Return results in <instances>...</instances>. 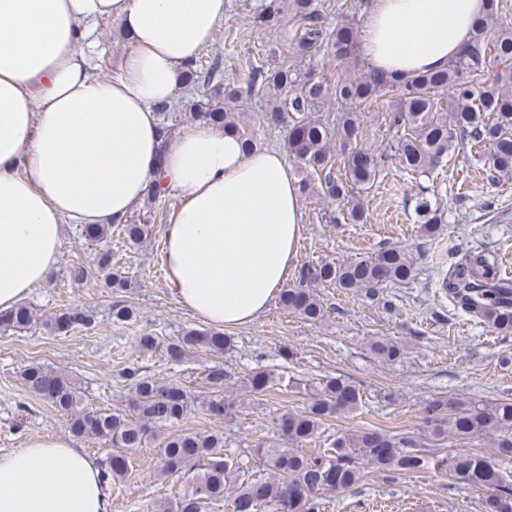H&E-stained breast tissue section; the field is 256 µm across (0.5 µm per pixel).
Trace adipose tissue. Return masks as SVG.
<instances>
[{
    "label": "adipose tissue",
    "instance_id": "ef3b65f1",
    "mask_svg": "<svg viewBox=\"0 0 512 512\" xmlns=\"http://www.w3.org/2000/svg\"><path fill=\"white\" fill-rule=\"evenodd\" d=\"M226 0H0V311L45 286L65 220L121 224L148 189L178 200L163 258L180 302L220 328L250 324L292 275L299 186L285 157L198 122L171 138L156 107L224 17ZM483 0H373L364 53L379 71L448 63ZM114 20L133 50L113 80L86 47ZM95 460L36 437L0 454V512H111Z\"/></svg>",
    "mask_w": 512,
    "mask_h": 512
}]
</instances>
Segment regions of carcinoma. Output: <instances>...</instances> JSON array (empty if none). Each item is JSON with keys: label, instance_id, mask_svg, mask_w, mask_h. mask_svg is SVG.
I'll use <instances>...</instances> for the list:
<instances>
[{"label": "carcinoma", "instance_id": "cac0c4a2", "mask_svg": "<svg viewBox=\"0 0 512 512\" xmlns=\"http://www.w3.org/2000/svg\"><path fill=\"white\" fill-rule=\"evenodd\" d=\"M485 12L472 26L469 40L460 53L438 70L419 72L399 78L372 69L358 76H339L332 88L316 76L295 67L257 65L241 85L224 83L219 62L205 66L196 60L184 74V85L224 92V103L241 96L272 97L275 104L265 110V120L287 128L288 155L306 171L303 189L346 203L344 222L359 224L366 212L357 188L373 185L378 174L374 154L359 145L357 108L381 98L389 102L386 121L397 137L396 151L404 169L424 173L438 166L456 144L458 134H469L477 144L490 148V167L499 175H512V28L492 33L497 0H485ZM289 9L299 19L294 38L282 50L283 57L293 54L303 60L320 53H331L338 64H357L358 30L340 24L327 33L323 11L317 0H288ZM280 0H258L253 23L270 27L279 21ZM340 106L336 132L311 119L312 111L326 95ZM448 101H443V95ZM190 103V118L205 120L240 138L253 150L257 141L238 123L226 106L196 111ZM447 112L443 119L437 112ZM336 138L343 155L345 173L333 175L335 154L329 146ZM422 229L430 236L440 234L442 217L428 204L422 205ZM147 231L145 224H86L81 237L90 243L116 238V243L136 244ZM442 294L453 306L484 321L494 331L512 334V283L500 276L494 255L470 250L443 270L438 264ZM98 274L106 288H124L127 279L122 269L112 265V249L99 260ZM415 268L409 254L390 244H382L368 258L346 263H304L297 267V285L283 288L279 302L283 309L306 321L317 323L328 315L318 288L342 292L363 291L374 295L390 284L407 283ZM113 317L134 323L137 314L121 301L112 309ZM35 323L32 310L19 304L0 313V329L22 331ZM92 319L79 307L67 308L50 317L46 326L57 334L87 329ZM230 339L212 331L189 329L169 341L151 333L138 336L143 353L163 350L168 360L180 363L195 351L211 355L224 353ZM371 351L394 360L401 354L398 345L387 340L371 343ZM205 380L212 389L207 404L210 415L218 418L232 414L224 400V366L205 369ZM129 382V411L88 410L82 406L71 379L51 368L35 363L22 372V381L32 394L48 400L69 418V431L77 439H98L112 446L102 468L103 481L111 487L115 480L131 472L129 453L152 446L162 461L158 475L168 477L192 473L187 490L176 500L159 506L161 512H324L323 495L327 491H346L365 482L369 470L393 481L404 474L426 469L445 472L452 485L471 486L486 492L484 512H512V485L504 480L485 456L462 451L451 459L428 456L416 448L410 438L397 437L376 428L343 432L331 441L321 438V426L327 419L351 413L364 403V391L342 377L323 380L317 396L302 412H288L278 419L279 439L259 442L253 453L256 464L224 452V432L175 429L188 410V396L179 385L163 383L132 365L122 372ZM279 385L266 370L249 378L250 391L264 393ZM423 424L436 438L448 435L460 439L491 436L498 453L512 455V398L494 402L472 398H437L423 408Z\"/></svg>", "mask_w": 512, "mask_h": 512}]
</instances>
